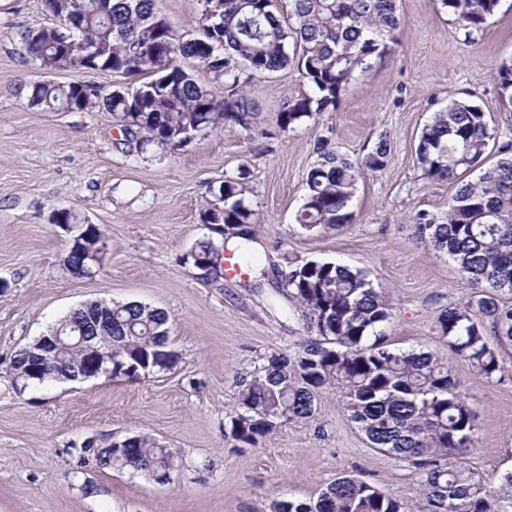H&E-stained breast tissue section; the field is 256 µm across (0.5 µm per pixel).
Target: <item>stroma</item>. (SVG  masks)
I'll use <instances>...</instances> for the list:
<instances>
[{
	"label": "stroma",
	"instance_id": "1",
	"mask_svg": "<svg viewBox=\"0 0 512 512\" xmlns=\"http://www.w3.org/2000/svg\"><path fill=\"white\" fill-rule=\"evenodd\" d=\"M403 23L389 55L356 73L334 110L291 129L277 112L298 73L255 75L249 126L224 123L183 149L138 154L111 113L39 112L17 93L34 69L22 29L45 22L39 0H0V512H273L278 500L307 501L356 472L403 500L420 474L407 460L371 448L351 422L341 389L319 394L316 414L257 444L230 434L240 373L264 357L294 351L311 333L282 293L288 263L341 262L367 272L393 304L386 341L431 343L438 316L471 291L447 257L412 235L420 212L442 214L453 189L428 180L415 156L422 127L451 97L491 116L500 103L493 69L512 58V0L466 42L437 0H399ZM387 136L386 167L369 173L353 200L355 220L339 231L304 233L295 214L315 147L327 141L357 156ZM244 174L260 269L206 272L189 257L209 236L200 211L225 177ZM67 208L97 225L108 251L90 276L63 267L69 238L50 215ZM141 302L170 316L179 355L170 371L129 380L14 387L10 362L86 301ZM474 420L464 461L496 488L512 471V346L493 379L449 357ZM154 435L182 466L168 483L100 469L82 454L90 438ZM94 486V494L83 491Z\"/></svg>",
	"mask_w": 512,
	"mask_h": 512
}]
</instances>
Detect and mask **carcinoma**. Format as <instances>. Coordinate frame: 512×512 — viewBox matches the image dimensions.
Returning a JSON list of instances; mask_svg holds the SVG:
<instances>
[{
    "mask_svg": "<svg viewBox=\"0 0 512 512\" xmlns=\"http://www.w3.org/2000/svg\"><path fill=\"white\" fill-rule=\"evenodd\" d=\"M106 2L102 11L98 0H42L44 14L59 21L20 33L26 61L44 71L81 69L83 48L95 47V69L134 79L136 96L110 97L82 82L38 80L21 87L31 109H104L127 128V141L141 154L166 147L168 139L188 130L201 135L226 122L249 124L254 106L242 87L256 73L293 68L302 78V88L279 110L283 129L335 108L355 73L389 54L403 22L398 0H288L286 25L271 10L272 0H200L197 33L187 39L157 0ZM439 4L470 41L500 0ZM182 58L224 81V97L213 98L180 65ZM495 80L500 120L512 124V60L498 67ZM495 139L496 125L478 104L453 98L424 125L415 149L425 177L446 181L455 192L446 213H418L412 232L447 255L472 286L464 302L440 315L435 339L485 379L500 370V350L512 345V145H502L496 165L476 178L464 175ZM317 154L296 215L309 235L353 223L357 186L366 173L385 168L389 147L382 136L356 158L325 142ZM247 191L244 175L226 177L218 190L222 199L201 211L202 223L222 224L224 235L253 240ZM57 213L58 223L72 225L66 270L75 277L90 275L95 261L78 243L91 227H79L80 218L66 208ZM219 250L204 238L193 256L212 259ZM282 279L288 300L315 337L297 351L270 355L240 378L230 435L254 445L288 424L308 422L318 394L339 386L351 421L371 447L423 469L422 504L411 508L348 472L312 500L274 502V512H512V472L492 490L459 458L472 446L474 413L448 360L426 347L401 349L385 342L384 326L392 317L388 294L373 287L363 270L335 262L294 261ZM112 357L141 375L171 369L178 355L169 345L168 314L140 302L112 303ZM30 360L27 348L16 352L13 378L26 372ZM82 361V347L65 341L49 375L32 383L68 382ZM124 441L132 451H82L103 468L141 472L156 481L179 470L178 452L155 437L137 434ZM452 453L458 458L450 462Z\"/></svg>",
    "mask_w": 512,
    "mask_h": 512,
    "instance_id": "1",
    "label": "carcinoma"
}]
</instances>
